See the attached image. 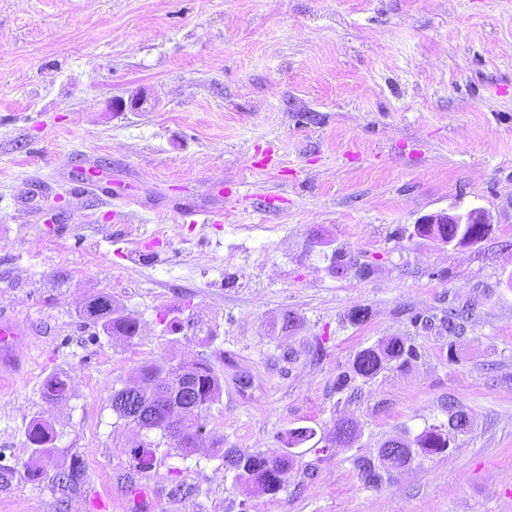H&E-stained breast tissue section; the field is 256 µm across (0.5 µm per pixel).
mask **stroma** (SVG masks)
I'll return each mask as SVG.
<instances>
[{
	"mask_svg": "<svg viewBox=\"0 0 512 512\" xmlns=\"http://www.w3.org/2000/svg\"><path fill=\"white\" fill-rule=\"evenodd\" d=\"M139 95L143 111L113 106ZM79 164L104 166L111 195L77 192ZM475 207L492 223L478 244L412 233ZM101 290L134 340L79 319ZM451 307L469 311L458 335L412 322ZM164 310L213 337L171 335ZM2 315L22 335L0 366V464L24 470V428L48 419L53 467L85 462L72 512H136V489L149 512H512V0H0ZM391 336L420 358L337 390ZM163 355L223 375L201 422L242 454L340 419L361 436L297 446L275 495L206 446L139 469L112 392ZM52 374L66 399L45 397ZM452 405L469 432L363 485L358 458ZM0 512L56 502L17 479Z\"/></svg>",
	"mask_w": 512,
	"mask_h": 512,
	"instance_id": "obj_1",
	"label": "stroma"
}]
</instances>
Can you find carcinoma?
I'll use <instances>...</instances> for the list:
<instances>
[{
	"label": "carcinoma",
	"mask_w": 512,
	"mask_h": 512,
	"mask_svg": "<svg viewBox=\"0 0 512 512\" xmlns=\"http://www.w3.org/2000/svg\"><path fill=\"white\" fill-rule=\"evenodd\" d=\"M443 231L448 243L464 247L483 233L479 224H445ZM81 317L84 322L101 327L107 335H121L131 340L138 335L139 326L127 317L118 314L112 306V294L99 292L84 306ZM419 358L417 347L408 345L400 338H390L377 348L369 347L359 351L353 361V374L365 379L375 377L386 363L401 368ZM141 384L126 385L112 390V410L126 424L152 429L161 433V438L170 441V446L186 457L192 450L208 439L205 427L200 423L203 414L221 401V376L207 362L192 360L173 363L161 358L152 360L139 369ZM191 381L194 405L177 415L179 435L168 433L170 403L181 379ZM44 394L50 399H64L68 396L70 383L60 374H52L44 382ZM470 423V417L462 410L448 404V425H433L423 429L413 440L407 442L406 456H389L380 450L379 463L357 459L359 479L366 486L376 487L385 477L408 466L413 455L439 454L449 448L451 436L464 433L467 428L459 422ZM26 442L32 447V456L49 459L53 453L54 432L51 425L42 420L31 421L24 432ZM316 430L311 427L291 428L287 431L288 451L279 456L254 454L243 456L234 448L213 444L216 456L230 468L237 480H245L258 486L264 493L275 495L288 483L295 453L292 448L312 440ZM21 478L47 488L58 503L59 512H70L73 500L82 494L86 470L80 456L72 457L70 465L51 472L47 465L28 466L24 472L12 467L0 466V490L12 485L15 478Z\"/></svg>",
	"instance_id": "cac0c4a2"
}]
</instances>
